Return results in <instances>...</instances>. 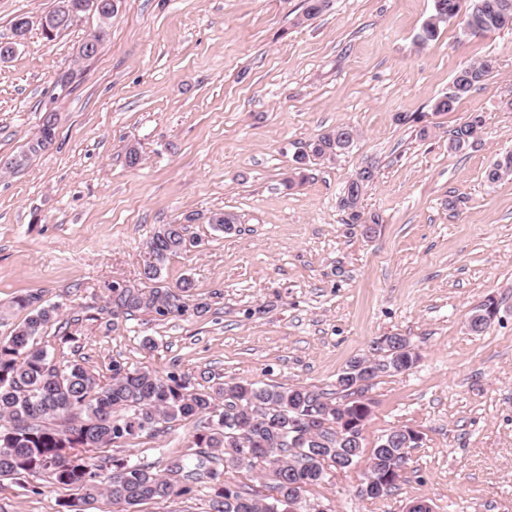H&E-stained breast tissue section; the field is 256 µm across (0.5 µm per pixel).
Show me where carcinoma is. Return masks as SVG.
<instances>
[{"label": "carcinoma", "mask_w": 512, "mask_h": 512, "mask_svg": "<svg viewBox=\"0 0 512 512\" xmlns=\"http://www.w3.org/2000/svg\"><path fill=\"white\" fill-rule=\"evenodd\" d=\"M498 0H434V12L422 26L419 40L428 43L438 38L441 25L465 12L466 28L487 34L507 23L498 20L492 5ZM494 69V61L485 58L462 67L456 74L448 96L439 98L433 111L452 112L456 104L477 89ZM480 114L458 124L448 140L454 151L468 148L476 130H483ZM56 114L43 119L37 136L26 149L13 155L9 171L17 172L29 160L48 148L56 137ZM358 136L350 126H341L309 144V151L296 157L298 169L304 171L313 159L331 160L348 150ZM364 177L354 178L344 189L341 207L346 224L380 223L379 216H364L360 201L374 182L372 166L360 169ZM512 176V152L499 157L487 170V179L495 183ZM193 240L186 237L185 225L164 224L149 242V260L141 272L151 283L145 290L137 285L112 283V314L154 312L165 316L184 307L170 287L162 283V270L169 259L188 249ZM15 305L28 311L23 322L11 335L0 340V479L35 477L48 473L64 486L82 492L80 500L89 505L100 497L123 506V512H135L140 504L166 500L190 493L187 482L203 474L214 482L212 512H319L304 498L306 488L322 482L327 469H348L363 455L362 442L339 440L336 403L325 393L305 386H260L248 381L224 382L210 392L199 391L186 378L166 377L145 368L112 364L111 381L97 382L96 377L79 364L53 362L48 349L37 338L58 317L59 305L40 303V295L16 298ZM372 372L366 380L381 374L398 372L393 360L416 363L413 355L376 344ZM357 358L346 365L336 381L343 400L353 408L348 423L364 425L370 409L364 405L363 387L355 384L350 368L359 365ZM207 417V426L193 435V445L204 455L188 468L175 460L164 472L112 459L104 467L90 452L143 435L153 438L163 424L193 421ZM63 419L67 427L57 430L49 422ZM399 437L394 428L384 434L372 449L367 472L383 480L370 499L391 493L400 476L393 469L406 457L408 446L389 441ZM222 460L231 467L259 469L269 480L268 496H254L232 488L224 482V473L209 467L211 460Z\"/></svg>", "instance_id": "carcinoma-1"}]
</instances>
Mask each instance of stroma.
I'll use <instances>...</instances> for the list:
<instances>
[{
  "mask_svg": "<svg viewBox=\"0 0 512 512\" xmlns=\"http://www.w3.org/2000/svg\"><path fill=\"white\" fill-rule=\"evenodd\" d=\"M121 0L101 23L84 14L54 41L32 26L0 62V157L22 150L44 111L54 145L0 173V338L26 316L14 297L59 305L40 342L54 362L109 382L113 363L189 377L305 386L336 379L374 341L404 336L410 370L365 390L362 431L374 448L396 427L417 432L388 497L356 490L366 462L331 470L308 501L333 512H512V177L487 168L512 150V28L417 35L433 0ZM98 55L77 65L96 33ZM491 58L488 79L455 111L436 113L463 66ZM68 90L56 86L72 67ZM482 114L481 142L456 152L450 130ZM355 128L334 161H312L286 189L295 158L322 134ZM427 136H420V128ZM142 154L128 166V146ZM376 168L362 208L372 233L343 221L340 199L359 169ZM457 200L449 209V200ZM234 214L233 231L207 218ZM187 222L194 246L169 259L165 285L192 281L203 313L113 315V282L140 284L147 243ZM499 312L483 332L467 320L487 297ZM152 338L154 348L143 346ZM192 422L98 450L161 471L194 464ZM74 488L48 476L0 482V512H61ZM212 485L138 512H211Z\"/></svg>",
  "mask_w": 512,
  "mask_h": 512,
  "instance_id": "35a3bbf8",
  "label": "stroma"
}]
</instances>
